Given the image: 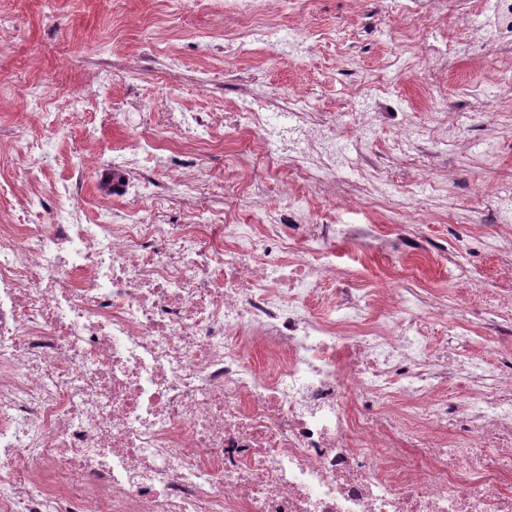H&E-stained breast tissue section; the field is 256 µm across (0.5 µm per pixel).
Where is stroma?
Returning <instances> with one entry per match:
<instances>
[{
  "instance_id": "stroma-1",
  "label": "stroma",
  "mask_w": 512,
  "mask_h": 512,
  "mask_svg": "<svg viewBox=\"0 0 512 512\" xmlns=\"http://www.w3.org/2000/svg\"><path fill=\"white\" fill-rule=\"evenodd\" d=\"M498 0H458L451 17L409 36L404 14L381 0H280L275 22L288 43L251 42L223 57L218 0H0V224H40L48 211L104 210L149 219L153 202L112 193V145L160 135L177 100L197 118L232 116L260 101L317 112L348 161L334 174L336 200L267 179L263 205L300 224L341 225L328 251L353 253L337 282L402 289L413 309L447 306L467 340L429 328L436 350L469 357L476 336L512 332V247L494 227L512 217V38L494 25ZM440 48L423 57L425 45ZM137 112L134 126L113 124ZM39 143L49 158L30 163ZM243 142L198 153L189 171L207 189L169 224H205L235 200L228 178ZM420 238L406 258L402 241ZM470 280L450 290L448 270Z\"/></svg>"
}]
</instances>
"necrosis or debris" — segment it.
<instances>
[{
	"instance_id": "4bbe7bcc",
	"label": "necrosis or debris",
	"mask_w": 512,
	"mask_h": 512,
	"mask_svg": "<svg viewBox=\"0 0 512 512\" xmlns=\"http://www.w3.org/2000/svg\"><path fill=\"white\" fill-rule=\"evenodd\" d=\"M248 35L274 0H230ZM117 146L116 195L155 188L144 154L191 157L204 125ZM243 170L327 191L332 137L293 112L237 113ZM224 209L208 226L107 212L0 224V512H512V373L428 347L429 318L331 287L332 224ZM320 300L323 312L312 308ZM463 377L455 398L440 383Z\"/></svg>"
}]
</instances>
